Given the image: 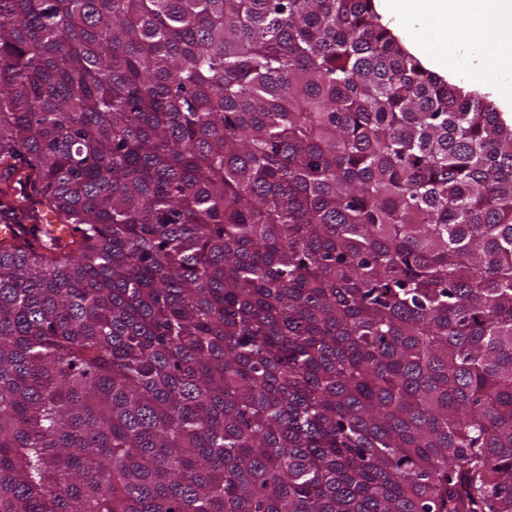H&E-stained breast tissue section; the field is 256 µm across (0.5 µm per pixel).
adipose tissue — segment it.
<instances>
[{
	"label": "adipose tissue",
	"mask_w": 512,
	"mask_h": 512,
	"mask_svg": "<svg viewBox=\"0 0 512 512\" xmlns=\"http://www.w3.org/2000/svg\"><path fill=\"white\" fill-rule=\"evenodd\" d=\"M408 38L409 50L437 72L512 74V0H376ZM447 41L446 52L434 44Z\"/></svg>",
	"instance_id": "ef3b65f1"
}]
</instances>
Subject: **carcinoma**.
<instances>
[{
    "mask_svg": "<svg viewBox=\"0 0 512 512\" xmlns=\"http://www.w3.org/2000/svg\"><path fill=\"white\" fill-rule=\"evenodd\" d=\"M0 512H512V121L372 0H0Z\"/></svg>",
    "mask_w": 512,
    "mask_h": 512,
    "instance_id": "1",
    "label": "carcinoma"
}]
</instances>
